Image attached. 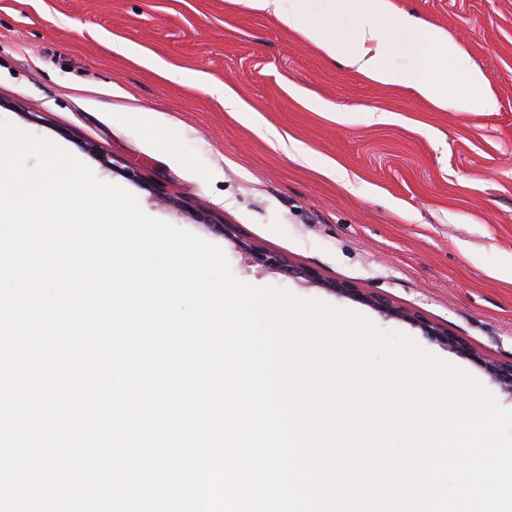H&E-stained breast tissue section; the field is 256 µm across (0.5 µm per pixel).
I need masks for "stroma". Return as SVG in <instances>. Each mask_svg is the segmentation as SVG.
Here are the masks:
<instances>
[{"label":"stroma","instance_id":"1","mask_svg":"<svg viewBox=\"0 0 512 512\" xmlns=\"http://www.w3.org/2000/svg\"><path fill=\"white\" fill-rule=\"evenodd\" d=\"M393 2L447 32L497 111L440 109L410 85L374 83L247 0H0V120L220 247L239 280L407 335L507 409L512 391L485 365L512 363V0ZM200 74L231 87L257 124L203 91ZM158 184L178 205L157 201ZM242 240L318 282L249 263Z\"/></svg>","mask_w":512,"mask_h":512}]
</instances>
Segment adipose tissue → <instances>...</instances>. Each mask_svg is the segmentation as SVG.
<instances>
[{
	"label": "adipose tissue",
	"instance_id": "ef3b65f1",
	"mask_svg": "<svg viewBox=\"0 0 512 512\" xmlns=\"http://www.w3.org/2000/svg\"><path fill=\"white\" fill-rule=\"evenodd\" d=\"M248 4L272 14L288 29L314 39L328 58L341 59L375 83H412L422 98L457 112L470 110V94L477 91L484 111L497 108L482 71L470 65L466 53L447 32L415 23L392 0H248ZM419 44L425 50L413 71L387 64L386 58L395 48ZM447 69L462 74L465 92L449 94L446 85L436 79V72Z\"/></svg>",
	"mask_w": 512,
	"mask_h": 512
}]
</instances>
